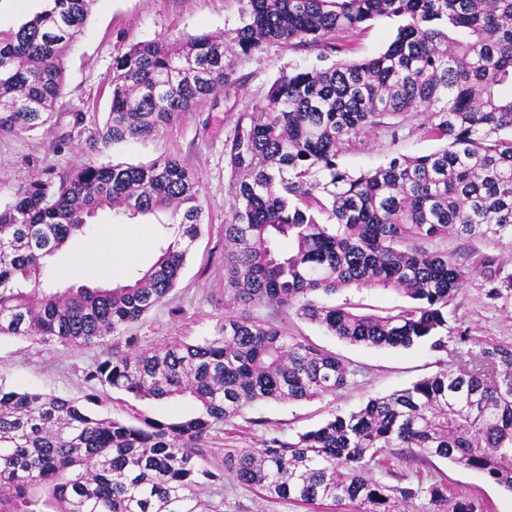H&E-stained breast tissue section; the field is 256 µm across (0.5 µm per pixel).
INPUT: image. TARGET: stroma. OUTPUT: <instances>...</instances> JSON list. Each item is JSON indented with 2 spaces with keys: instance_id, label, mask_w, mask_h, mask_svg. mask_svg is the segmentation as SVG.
<instances>
[{
  "instance_id": "obj_1",
  "label": "stroma",
  "mask_w": 512,
  "mask_h": 512,
  "mask_svg": "<svg viewBox=\"0 0 512 512\" xmlns=\"http://www.w3.org/2000/svg\"><path fill=\"white\" fill-rule=\"evenodd\" d=\"M240 9L239 0H93L88 22L65 59V84L55 108L56 124L32 132L0 134V210L13 203L22 182L31 178L55 180L90 161L145 165L175 157L195 172L204 233L194 243L174 291L144 320L125 328V335L136 337L142 345L207 338L223 320L224 222L233 204L226 144L240 116L263 100L273 81L282 73L315 65L317 53L302 45L271 44L254 54L238 56L235 68L242 79L240 86L226 90L217 101L202 103L197 111L183 113L150 139L104 145L97 137L110 109L107 77L115 58L131 44L159 40L175 45L190 35L227 32L238 26ZM78 113L83 116L79 123L74 120ZM417 125V119L406 121L395 142L380 130L354 142L340 155V168L357 174L399 154L418 156L438 149V141L422 137ZM127 222L108 211L92 219L97 228ZM128 223L150 245L131 254L111 278L91 271L71 272L72 254L86 244L85 237L77 236L56 253L47 287L117 285L138 277L154 263L161 247L167 246L170 235L152 217H137ZM438 247L473 270L448 306L447 350L436 352L426 343L409 349L366 348L343 341L293 312L266 306L253 308L254 316L274 321L285 335L336 353L356 374L346 388L320 398L263 401L244 408L233 425L213 433V456L223 458L228 448L261 447L273 436L292 438L333 415L358 411L370 398L411 386L451 366L453 352L474 349L476 342L512 345V288L502 289L498 298H487L491 284L477 269L480 261L489 258L501 275H512V245L451 236L441 240ZM332 301L381 316L397 313L407 304L406 298L384 288H344L333 295ZM112 343L108 337L98 344L73 349L1 337L0 383L20 392L61 396L91 413L129 424L142 416L174 419L193 410L189 400H139L87 382L85 371L103 358ZM421 476L426 482L445 480L449 494L475 499L484 512H512V492L487 482L475 470L435 459L422 467ZM206 497L222 503L223 512H354L346 504L329 509L294 500H272L229 478L208 487Z\"/></svg>"
}]
</instances>
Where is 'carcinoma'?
<instances>
[{
    "label": "carcinoma",
    "mask_w": 512,
    "mask_h": 512,
    "mask_svg": "<svg viewBox=\"0 0 512 512\" xmlns=\"http://www.w3.org/2000/svg\"><path fill=\"white\" fill-rule=\"evenodd\" d=\"M229 33L179 48L134 43L107 78L110 111L99 139L144 140L235 87L234 57L299 40L336 57L281 74L239 118L227 143L234 201L224 224V316L213 336L134 348L98 360L86 380L136 399L187 397L197 411L174 421L127 424L61 397L0 385V512H218L202 496L229 475L268 497L400 512L420 496L430 512H479L448 501V485L372 476L394 449L409 463L441 458L512 492V345L484 343L456 367L356 412L336 415L261 448L207 441L243 409L301 401L345 388L336 355L285 336L253 306L294 311L367 348L447 349L448 305L470 277L430 246L450 234L512 243V0H241ZM89 0H44L18 28L0 32V132H30L52 118L64 56L88 19ZM388 18L396 35L376 56L353 59L354 37ZM443 142L352 175L338 157L405 121ZM314 173L326 181L312 182ZM198 180L177 158L145 166L84 164L59 181L31 180L0 211V336L81 348L121 334L178 283L201 235ZM171 218L174 240L133 281L115 288L44 287L55 255L100 211ZM289 243L288 250L279 244ZM349 286L390 288L409 300L377 316L330 305Z\"/></svg>",
    "instance_id": "obj_1"
}]
</instances>
